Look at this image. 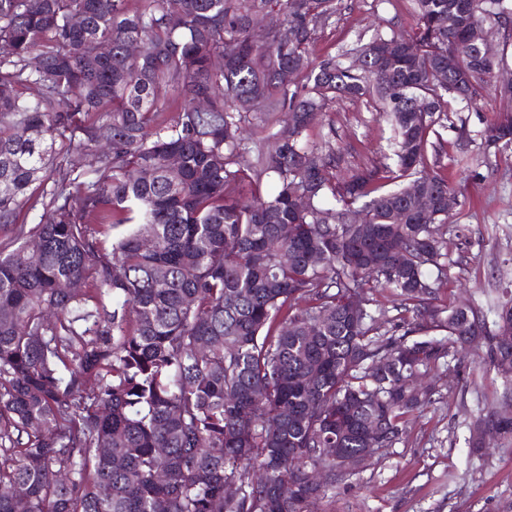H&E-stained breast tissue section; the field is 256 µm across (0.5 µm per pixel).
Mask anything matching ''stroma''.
<instances>
[{"mask_svg":"<svg viewBox=\"0 0 512 512\" xmlns=\"http://www.w3.org/2000/svg\"><path fill=\"white\" fill-rule=\"evenodd\" d=\"M314 58L357 39L412 31L410 0H334ZM506 103L455 104L442 132L437 170L456 187V204L437 230L447 245V273L437 284L444 302L479 306L493 324L512 299V147L487 152L481 132ZM390 125L366 100L339 99L310 126L307 138L351 146L348 168L389 160ZM434 402L415 415L405 438L337 482L312 512H512V442L498 438L470 453L469 425L485 397L504 383L473 352L460 350L433 377Z\"/></svg>","mask_w":512,"mask_h":512,"instance_id":"obj_1","label":"stroma"}]
</instances>
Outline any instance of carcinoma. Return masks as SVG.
Listing matches in <instances>:
<instances>
[{
    "instance_id": "cac0c4a2",
    "label": "carcinoma",
    "mask_w": 512,
    "mask_h": 512,
    "mask_svg": "<svg viewBox=\"0 0 512 512\" xmlns=\"http://www.w3.org/2000/svg\"><path fill=\"white\" fill-rule=\"evenodd\" d=\"M127 2L0 0V512H311L348 475L325 449L358 454L375 425L391 448L432 402L401 377L474 347L512 385V302L492 331L476 307L437 303L431 225L454 187L429 160L452 102L512 99L471 41L504 0H413L416 28L391 36L410 52L378 56L377 35L352 49L360 64L311 60L333 0ZM275 11L280 28L260 36ZM450 55L454 71L431 78ZM338 97L386 118L392 163L339 179L347 148L308 143ZM241 99L279 125L246 167ZM484 145H512L502 115ZM87 150L88 179L58 162ZM40 179L39 224L15 225ZM375 288L400 300L392 330ZM485 409L471 432L511 438L512 394Z\"/></svg>"
}]
</instances>
